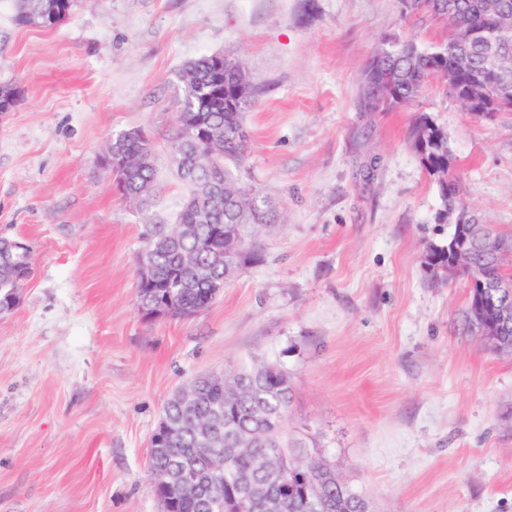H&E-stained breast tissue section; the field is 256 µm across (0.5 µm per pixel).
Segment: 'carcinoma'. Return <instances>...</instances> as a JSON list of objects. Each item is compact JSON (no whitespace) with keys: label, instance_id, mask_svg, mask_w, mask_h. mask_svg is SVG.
<instances>
[{"label":"carcinoma","instance_id":"1","mask_svg":"<svg viewBox=\"0 0 512 512\" xmlns=\"http://www.w3.org/2000/svg\"><path fill=\"white\" fill-rule=\"evenodd\" d=\"M448 66L447 54L423 50L413 42L394 50L380 48L363 72L364 99L373 110L407 104L434 81L448 85ZM215 67L214 55H202L186 63L181 72L189 71L194 80L204 81ZM252 100L245 71L226 57L224 96L199 101L184 92L178 101L174 151L178 176L190 188L189 198L177 223L145 224L141 231V248L151 253L155 267L150 296L158 304L174 292L182 309L197 314L208 308L224 290V235L217 234V229L234 222L243 232L249 224L269 220L256 206L257 196L250 194L230 169L244 157V112L251 108ZM409 137L427 172L436 179L442 199L457 196L456 184L448 178V135L443 128L423 114L413 123ZM113 145L119 157L139 159L116 172L123 195L133 199L150 196L155 174L149 139L131 132ZM9 241L0 237V310L9 307L17 277L30 276L34 270L32 251H11ZM424 263L448 277L469 280L488 271L502 276L498 264L480 256L471 267H450L442 246L430 247ZM503 304L512 306V293L489 297L470 290L466 326H471V311H490ZM292 392V382L281 367L262 363L197 379L183 400L170 399L162 419L177 425L180 432L151 445L152 486L160 493L172 489L186 468L202 475L204 481L197 494L176 498L169 510L252 512L238 496L240 483L250 481L270 497L288 490L287 512H369L361 494L341 482L320 454L308 452L306 438L284 437ZM202 417L217 423L218 432L210 440L197 429ZM207 446L216 452L208 458L200 456L198 449ZM281 448L288 449V470L272 479L263 469V455L277 456ZM297 469L308 473L305 481L294 476Z\"/></svg>","mask_w":512,"mask_h":512}]
</instances>
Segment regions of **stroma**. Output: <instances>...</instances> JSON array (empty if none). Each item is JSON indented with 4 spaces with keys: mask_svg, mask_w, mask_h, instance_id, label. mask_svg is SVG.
Listing matches in <instances>:
<instances>
[{
    "mask_svg": "<svg viewBox=\"0 0 512 512\" xmlns=\"http://www.w3.org/2000/svg\"><path fill=\"white\" fill-rule=\"evenodd\" d=\"M399 0H75L21 26L0 0V236L35 272L0 314V512H159L150 438L168 400L252 361L288 373V431L315 437L372 512H512V355L463 328L469 284L424 264L454 224L512 234V111L467 112L439 86L374 112L375 50L443 42ZM220 53L249 73V148L234 173L270 211L256 255L207 310L149 319L134 302L146 224L177 220L178 73ZM448 134L446 209L409 141ZM142 131L156 190L123 198L99 163Z\"/></svg>",
    "mask_w": 512,
    "mask_h": 512,
    "instance_id": "stroma-1",
    "label": "stroma"
}]
</instances>
